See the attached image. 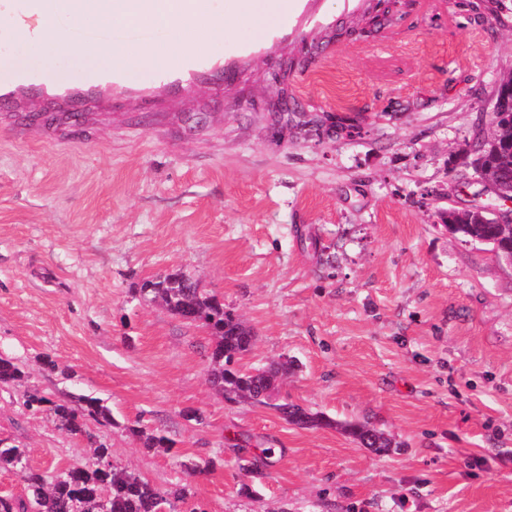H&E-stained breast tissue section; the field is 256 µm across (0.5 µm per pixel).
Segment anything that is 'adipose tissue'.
<instances>
[{"label":"adipose tissue","instance_id":"ef3b65f1","mask_svg":"<svg viewBox=\"0 0 512 512\" xmlns=\"http://www.w3.org/2000/svg\"><path fill=\"white\" fill-rule=\"evenodd\" d=\"M97 20L111 26H132L149 23L157 27L180 25L187 36H194L200 16L187 14L181 0H168L166 7L152 12H134L125 9L121 0H73L66 21L45 18L41 23L43 44L57 51L74 52L82 60H92L109 68L126 67L139 62L155 64L163 54L156 46L145 45L126 51L110 44L93 47L74 46L69 24L73 21Z\"/></svg>","mask_w":512,"mask_h":512}]
</instances>
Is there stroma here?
Listing matches in <instances>:
<instances>
[{
    "mask_svg": "<svg viewBox=\"0 0 512 512\" xmlns=\"http://www.w3.org/2000/svg\"><path fill=\"white\" fill-rule=\"evenodd\" d=\"M276 2L239 18L215 0L224 23L193 47L223 57L222 84L174 106L125 93L68 146L0 131V356L24 372L0 384V445L36 468L87 463V437L24 406L85 395L112 411L87 425L114 461L189 487L176 512H512V265L439 217L479 199L453 158L512 75V18L399 0L380 28L328 42L361 0H288L270 38ZM16 64L98 69L20 38L0 47V71ZM281 101L284 135L266 114ZM177 270L253 329L242 367L296 360L282 395L335 427L211 390L208 331L140 295ZM347 421L396 449L360 446ZM338 428L358 444L379 454H387L395 446L391 438L368 422H344L339 423Z\"/></svg>",
    "mask_w": 512,
    "mask_h": 512,
    "instance_id": "35a3bbf8",
    "label": "stroma"
}]
</instances>
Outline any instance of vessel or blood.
<instances>
[{
  "label": "vessel or blood",
  "instance_id": "obj_1",
  "mask_svg": "<svg viewBox=\"0 0 512 512\" xmlns=\"http://www.w3.org/2000/svg\"><path fill=\"white\" fill-rule=\"evenodd\" d=\"M66 0H0V41L16 36L29 40L38 39L42 33L41 20L48 14H63ZM77 40L88 45H101L129 37H139L149 42L148 34L135 28L110 27L75 30ZM224 73V61L208 55H188L159 66L151 74L152 85L182 87L197 83L205 77H218ZM136 73L125 68H112L97 72L88 80L73 84L63 79L55 70L33 72L18 68L0 80V98L32 99L45 93L53 94L60 106L77 112L106 88L124 90L133 88Z\"/></svg>",
  "mask_w": 512,
  "mask_h": 512
}]
</instances>
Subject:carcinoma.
<instances>
[{
    "label": "carcinoma",
    "mask_w": 512,
    "mask_h": 512,
    "mask_svg": "<svg viewBox=\"0 0 512 512\" xmlns=\"http://www.w3.org/2000/svg\"><path fill=\"white\" fill-rule=\"evenodd\" d=\"M475 161L499 164L507 178H512V151L486 150ZM450 231L466 239L475 236L490 243L497 242L496 225L452 227ZM143 295L159 302L174 316L199 325L214 337L210 352L208 382L225 399L269 406L264 391L277 387L288 374L289 363H272L265 368L244 369L235 362L247 355L255 341L253 331L233 312L224 309V303L206 293L192 277L174 272L156 276L143 282ZM24 377L23 371L8 357L0 356V383H10ZM26 407L52 413L59 426L74 435L94 437L86 430V418L111 417V410L93 398L78 401H53L33 394ZM274 409L287 422L301 428H336L358 444L379 454L388 453L395 443L384 432L367 422L339 423L309 411L298 403L285 401ZM146 448H166L163 435L134 430ZM95 462L72 465L49 476L28 463L27 450L17 446L0 448V469L18 473L25 484V496L0 495V512H157L160 502L170 498L185 499L189 489L183 487L169 494L141 477L126 465L112 462V449L102 443L93 448Z\"/></svg>",
    "instance_id": "cac0c4a2"
}]
</instances>
